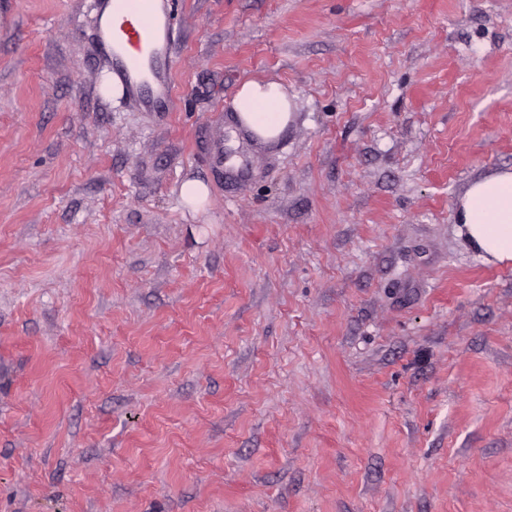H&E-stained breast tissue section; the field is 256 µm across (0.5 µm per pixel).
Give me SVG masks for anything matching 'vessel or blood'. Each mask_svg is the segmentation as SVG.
Returning <instances> with one entry per match:
<instances>
[{
    "label": "vessel or blood",
    "instance_id": "1",
    "mask_svg": "<svg viewBox=\"0 0 512 512\" xmlns=\"http://www.w3.org/2000/svg\"><path fill=\"white\" fill-rule=\"evenodd\" d=\"M175 0H99L107 9L98 22L97 37L111 61V69L125 85L132 102L155 112L169 111L176 93L172 74L176 66ZM209 162L216 173L247 182L248 168H226L224 122L212 121Z\"/></svg>",
    "mask_w": 512,
    "mask_h": 512
}]
</instances>
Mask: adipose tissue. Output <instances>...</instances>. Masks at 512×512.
I'll return each instance as SVG.
<instances>
[{"mask_svg": "<svg viewBox=\"0 0 512 512\" xmlns=\"http://www.w3.org/2000/svg\"><path fill=\"white\" fill-rule=\"evenodd\" d=\"M238 123L255 139H277L295 110L284 87L250 79L232 100ZM460 233L485 261L512 264V168L473 181L457 205Z\"/></svg>", "mask_w": 512, "mask_h": 512, "instance_id": "ef3b65f1", "label": "adipose tissue"}]
</instances>
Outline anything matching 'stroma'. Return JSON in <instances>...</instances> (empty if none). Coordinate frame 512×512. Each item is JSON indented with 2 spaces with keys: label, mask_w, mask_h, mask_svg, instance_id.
<instances>
[{
  "label": "stroma",
  "mask_w": 512,
  "mask_h": 512,
  "mask_svg": "<svg viewBox=\"0 0 512 512\" xmlns=\"http://www.w3.org/2000/svg\"><path fill=\"white\" fill-rule=\"evenodd\" d=\"M95 25L0 0V512H512V264L456 220L512 0H179L172 112ZM249 79L296 110L234 189ZM209 162L217 173V175L224 176V173L240 183H246L248 181L249 169L247 167H229L231 170H225L224 160V119L219 118L212 121L209 130ZM209 196L208 187L200 180L187 179L180 187V198L194 213L203 209Z\"/></svg>",
  "instance_id": "stroma-1"
}]
</instances>
